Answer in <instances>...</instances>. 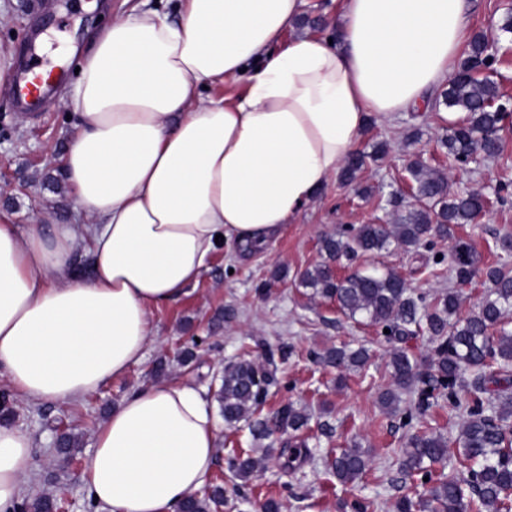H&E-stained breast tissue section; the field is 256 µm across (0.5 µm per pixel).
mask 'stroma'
<instances>
[{
  "mask_svg": "<svg viewBox=\"0 0 512 512\" xmlns=\"http://www.w3.org/2000/svg\"><path fill=\"white\" fill-rule=\"evenodd\" d=\"M124 9L123 0H49L46 12L34 20L27 0H0V12L8 16L7 24L0 26V48L14 49V64L19 67L30 57L37 36L47 29L54 31L52 49L61 58L63 73L57 90L62 93L75 81L79 62L78 56H66L68 41L84 48L91 31ZM505 12L501 0H471L465 33L480 31L487 40L498 42L494 78L505 101L512 104V33L500 29ZM76 115L68 100L23 111L10 96L0 94V211L20 228L34 223L45 210L62 224L81 221L62 168ZM447 132V123L439 120L434 109L406 112L388 122L371 119L359 145L367 149L385 142L384 159L357 182L346 185L332 178L262 249L245 254L220 250L186 293L153 309L158 339L127 374L76 404L13 399L9 413H0V422H10L32 438L30 493L50 488L58 498L59 512H93L79 475L89 459L94 430L119 401L137 387L163 380L196 386L210 396L211 411H218L212 399L218 387L215 377L227 362L240 356L278 366L282 386L262 414L271 416L287 401L307 406L312 418L303 436L312 455L296 469L286 470L280 450L293 439V432L274 434L268 451L253 441L246 423L233 428L218 424L216 461L204 484L227 489L219 512H258L259 503L269 499L280 503V512H351L355 501L369 502L368 512H395L402 497L416 498L424 491L420 477L407 476L398 464L408 438L418 431L448 439V460L434 465L433 475L461 474L457 444L461 420L449 410L447 400L439 399L409 426L384 413L378 394L390 387L392 379L386 367L388 346L379 341L376 327L348 319L335 303L312 296L298 285L301 272L324 260L320 250L324 236L347 224L393 222L394 211L386 199L391 190L408 182L405 166L413 154H424L431 166L445 170L454 192L469 189L489 194L498 183L512 185V125L500 133L502 148L496 158L461 168L448 164L440 143ZM366 188L371 196H363ZM455 234L473 246L481 266L512 268V253L500 246L501 238H512V193L505 201H491L485 213L473 223L457 226ZM363 265L393 270L412 288L431 295L448 289L447 277L418 273L414 255L393 246L364 259ZM194 336L202 339L196 357L181 364L180 352ZM344 342L366 345L371 357L363 368L348 371L340 385L335 369L319 364L316 355ZM160 362L165 369L159 373L155 366ZM61 433L77 439L68 463L59 461L54 451ZM354 440L369 449L371 458L362 478L345 485L328 471L325 459ZM246 454L264 456L265 463L241 485L243 494L238 497L231 492L238 482L226 460Z\"/></svg>",
  "mask_w": 512,
  "mask_h": 512,
  "instance_id": "stroma-1",
  "label": "stroma"
}]
</instances>
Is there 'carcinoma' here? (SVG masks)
Segmentation results:
<instances>
[{"label":"carcinoma","mask_w":512,"mask_h":512,"mask_svg":"<svg viewBox=\"0 0 512 512\" xmlns=\"http://www.w3.org/2000/svg\"><path fill=\"white\" fill-rule=\"evenodd\" d=\"M485 38L477 34L469 42L466 56L448 87L440 94L442 104L467 113L463 124L450 130L444 146L448 160L457 166L474 153L494 157L500 151L497 132L507 118L497 83L479 77L488 59ZM386 154L385 144L373 152L356 151L345 161L341 180L352 183L371 162ZM410 195L406 202L393 192L388 203L395 210L392 224H360L340 228L321 241L327 261L305 270L299 277L312 295L336 301L348 318L361 317L390 333L383 335L392 346L387 367L394 388L380 393L379 403L392 414L412 422L423 415L438 396L448 400V408L462 420L459 444L466 475H450L430 486L413 500L404 498L396 512H512L504 493L512 490V274L495 266L486 269L487 291L466 317L457 316L460 294L456 286L469 280L479 259L470 244L454 236L453 227L469 224L486 208V197L473 190L448 194L446 174L429 166L419 155L409 160ZM448 239V253L437 264H447L454 284L448 291L429 296L411 288L392 270L356 269L340 277L331 263L358 258L395 245L407 252L431 251L435 240ZM426 331L434 343L429 379L421 380L417 362L407 350L396 347L410 336ZM370 357L361 346H336L317 355L325 365L338 371L360 368ZM280 380L273 362L234 360L224 365L215 397L224 423L234 426L247 420L255 440L270 437L275 429L293 432L307 428L310 415L289 402L272 420L259 417L272 390ZM413 395L402 405L401 395ZM448 458V440L441 435L417 432L401 451L399 466L408 475L431 477V468ZM234 476L244 482L253 475L257 463L235 456L228 461ZM333 475L342 483L361 479L369 466V453L358 442L342 448L328 461ZM224 502V487L212 486L204 495L187 499L180 512H212ZM58 502L51 492L25 497L15 512H57Z\"/></svg>","instance_id":"cac0c4a2"}]
</instances>
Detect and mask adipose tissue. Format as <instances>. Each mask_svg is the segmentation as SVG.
<instances>
[{
    "label": "adipose tissue",
    "mask_w": 512,
    "mask_h": 512,
    "mask_svg": "<svg viewBox=\"0 0 512 512\" xmlns=\"http://www.w3.org/2000/svg\"><path fill=\"white\" fill-rule=\"evenodd\" d=\"M143 0L93 33L72 89L63 157L80 224L0 216V380L78 403L139 364L153 307L182 295L216 235L263 244L341 170L371 117L446 85L462 59L465 0H344L336 37L296 25L301 0ZM291 40H284V33ZM246 79L237 97L216 94ZM89 256V276L75 260ZM194 387L151 383L96 429L80 479L99 512H176L216 457ZM30 437L0 423V512L26 492Z\"/></svg>",
    "instance_id": "obj_1"
}]
</instances>
